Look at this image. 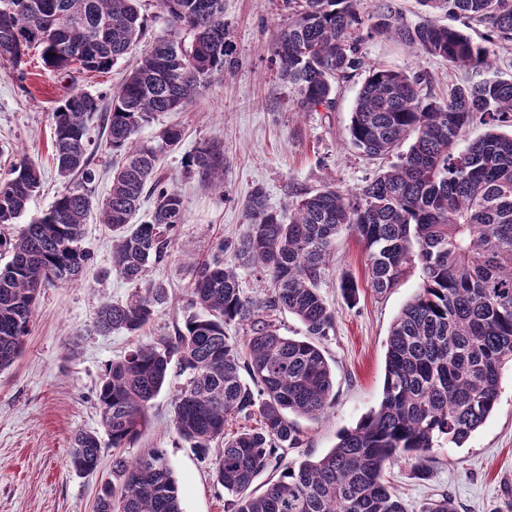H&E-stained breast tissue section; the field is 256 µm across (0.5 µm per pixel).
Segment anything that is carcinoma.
<instances>
[{"mask_svg":"<svg viewBox=\"0 0 512 512\" xmlns=\"http://www.w3.org/2000/svg\"><path fill=\"white\" fill-rule=\"evenodd\" d=\"M139 0H0V68L21 71L27 50L41 48L44 68L74 79L103 73L137 52V64L112 94L111 104L72 88L52 112V156L58 173L91 183L87 120L107 113V141L122 162L108 196L94 201L82 190L61 194L16 239L0 237L10 260L0 265V371L21 356L40 291L77 280L90 260L80 246L91 210L114 234L112 268L138 282L168 258L184 199L153 181L159 156L176 150L181 134L167 129L153 145L137 135L156 112H173L210 86L235 62L224 23V0H156L159 12L183 36L144 39ZM288 25L275 44L278 73L296 92L300 112L336 105V84L364 61L360 45L375 34H394L414 52L480 73L448 85L434 97L424 77L375 64L355 99L351 144L371 159L397 161L352 191L325 185L299 191L288 212L269 207L256 188L244 208L248 233L221 241V256L194 263L192 307L174 335L138 343L108 364L97 392L101 424L112 448L137 440L152 401L172 363L187 381L173 399L179 436L205 460L222 444L213 477L224 489V512H408L382 476L384 465L412 462L419 480L431 477L434 448L461 447L495 409L501 371L512 362V80L488 76L489 45L512 42V0H419L430 14L414 27L383 7L367 25L359 0H283ZM458 15L487 26L486 43L438 23ZM486 133L459 146L474 121ZM408 149L399 151L404 142ZM187 171L220 184V153L204 146ZM40 166L27 157L0 177V225L14 224L41 186ZM155 197L147 219L136 221L141 200ZM344 231L356 236L377 293L394 288L406 269L420 266L422 283L393 321L386 341L382 398L377 409L338 434L329 453L286 466L262 494L253 480L280 448H300L304 434L292 416L313 419L333 403V374L319 341L335 330V311L319 283ZM254 268L272 282L264 298H250L239 269ZM166 300L160 287L101 307L95 328L136 336ZM292 314L304 338L281 335L271 317ZM245 332L230 340L225 326ZM255 421L230 433V421ZM100 441L75 434L70 466L95 471ZM95 512H182L178 480L165 455L150 449L129 462L116 457L98 492ZM419 512H456L448 495Z\"/></svg>","mask_w":512,"mask_h":512,"instance_id":"carcinoma-1","label":"carcinoma"}]
</instances>
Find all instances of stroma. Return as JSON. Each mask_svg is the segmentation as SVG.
I'll use <instances>...</instances> for the list:
<instances>
[{
    "label": "stroma",
    "instance_id": "stroma-1",
    "mask_svg": "<svg viewBox=\"0 0 512 512\" xmlns=\"http://www.w3.org/2000/svg\"><path fill=\"white\" fill-rule=\"evenodd\" d=\"M224 18L236 47L233 72L213 80L179 111L156 113L138 135L150 143L169 127L182 132L179 147L161 157L156 176L181 193L183 221L170 257L150 266L143 282L163 287L168 299L139 337L95 331L100 307L127 301L140 285L113 271L112 234L97 214H90L81 240L90 260L82 276L42 288L22 356L0 371V512H93L115 456L131 460L149 448L162 450L173 469L182 512H224V490L214 484L210 462L194 453L172 423L171 401L185 375L171 368L168 383L148 410L141 437L116 450L102 435L97 408L104 370L133 344L156 342L183 325L193 312L188 293L193 260L210 259L220 240H235L248 231L243 204L255 188H262L269 205L279 210L297 191L329 183L351 190L384 166L383 160L369 159L350 143L351 111L364 72L337 85L334 111H296L294 93L280 80L273 62L274 43L288 23L282 0H224ZM362 54L371 64L422 73L425 91L435 96L459 77L445 60L415 54L386 36L366 39ZM132 64L129 58L118 61L110 72L84 74L74 85L112 95ZM74 85L45 70L35 49L23 75L0 70V176L23 155L43 172L42 187L26 212L17 223L1 226L0 235L16 237L66 190L53 164L52 111ZM88 126L90 162L97 175L91 190L100 200L109 192L115 156L107 145L103 114L93 115ZM206 145L224 157L223 187L186 171L190 156ZM346 277L358 284L356 301L342 295L340 284ZM420 284L421 271L414 266L395 288L375 292L367 284L366 256L356 237L337 238L334 258L320 282L336 313L335 332L321 344L334 374L335 399L325 417L299 419L303 446L274 460L254 479L251 492L261 493L286 465L326 455L341 429L354 426L377 406L389 328ZM80 431L101 437V462L91 474L69 467L71 443ZM431 470L430 479L421 481L408 462L399 460L386 465L384 477L409 512H418L427 499L442 493L454 501L457 512H512L511 367L503 369L491 416L464 447L436 449Z\"/></svg>",
    "mask_w": 512,
    "mask_h": 512
}]
</instances>
